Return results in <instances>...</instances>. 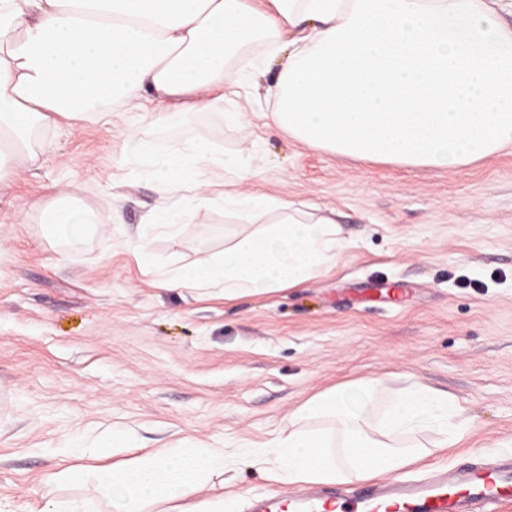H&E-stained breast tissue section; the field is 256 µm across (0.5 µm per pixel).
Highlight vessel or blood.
<instances>
[{
	"label": "vessel or blood",
	"instance_id": "1",
	"mask_svg": "<svg viewBox=\"0 0 512 512\" xmlns=\"http://www.w3.org/2000/svg\"><path fill=\"white\" fill-rule=\"evenodd\" d=\"M512 504V457L466 469L436 467L423 477L338 492L307 490L287 497H256L251 512H503Z\"/></svg>",
	"mask_w": 512,
	"mask_h": 512
}]
</instances>
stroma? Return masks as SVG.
Masks as SVG:
<instances>
[{"mask_svg":"<svg viewBox=\"0 0 512 512\" xmlns=\"http://www.w3.org/2000/svg\"><path fill=\"white\" fill-rule=\"evenodd\" d=\"M251 89L243 126L223 105L150 102L108 124L60 120L38 164L18 161L0 188V512H42L47 475L104 467L95 439L118 429L155 450L182 442L258 447L326 388L372 376L389 388L454 394L472 429L428 465L512 456V145L466 166L409 167L338 156L274 128ZM160 148L202 140L243 158L209 167L210 195L259 192L335 213L347 246L299 286L225 300L165 287L158 272L219 253L240 227L217 204L194 207L178 239L159 235L150 263L131 246L157 184L120 166L130 127ZM57 187L96 213L120 212L80 246L48 244L31 211ZM254 467L201 492L224 512L287 493Z\"/></svg>","mask_w":512,"mask_h":512,"instance_id":"35a3bbf8","label":"stroma"}]
</instances>
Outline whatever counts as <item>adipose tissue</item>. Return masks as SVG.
<instances>
[{
    "label": "adipose tissue",
    "instance_id": "obj_1",
    "mask_svg": "<svg viewBox=\"0 0 512 512\" xmlns=\"http://www.w3.org/2000/svg\"><path fill=\"white\" fill-rule=\"evenodd\" d=\"M498 0H0V186L12 160L38 162L58 119L97 120L148 99L154 120L174 102L205 112L225 88L284 57L268 88L277 129L327 152L406 166H463L512 144V26ZM138 129L124 164L162 188L147 237H177L205 196V172L224 164L197 141L144 158ZM187 195L173 200L174 190ZM40 236L89 238L83 202L57 192L35 204ZM224 215L250 233L222 253L165 271L170 288H219L225 299L298 286L334 266L343 246L329 216L284 199L228 193ZM384 389L365 377L326 388L291 414L270 448L148 451L120 466L67 468L41 489L60 507L65 487L92 485L117 512H223L199 493L213 474L273 467L295 484H345L396 475L457 444L463 409L419 385L370 411ZM330 420L331 431L309 429Z\"/></svg>",
    "mask_w": 512,
    "mask_h": 512
}]
</instances>
